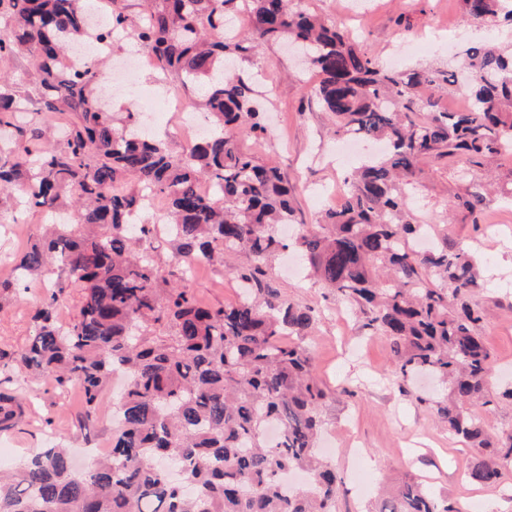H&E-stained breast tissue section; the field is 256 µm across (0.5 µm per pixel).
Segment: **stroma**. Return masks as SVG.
Returning <instances> with one entry per match:
<instances>
[{
	"mask_svg": "<svg viewBox=\"0 0 512 512\" xmlns=\"http://www.w3.org/2000/svg\"><path fill=\"white\" fill-rule=\"evenodd\" d=\"M352 33L380 66L419 64L444 67L474 43L512 47V30L497 24H473L463 16L461 0H297ZM238 71L258 78L260 99L270 116V135L255 140L248 126L236 131L242 148L260 160L277 164L284 177L298 187V219L313 224L330 204L325 196L340 183L350 163L339 151V136L329 113L307 96L315 81L312 72L278 43L242 53ZM159 71H135L114 80L103 101L114 118L141 97H161ZM425 176L412 204L415 215H427L440 233L468 247L476 255L483 289L480 299L489 317L482 329L492 353L491 387L512 382V198L495 199L489 223L496 234L474 230L462 211L446 213L454 196L466 194L487 176L512 177V157L503 156L490 170H475L472 180L459 181L456 168L445 161L424 162ZM48 216L18 211L0 218V277L7 259L26 238L39 235ZM294 259L284 254L268 269L285 300L319 311V321L307 337L316 374L327 392L320 414L321 444H334L332 458L344 481L337 512H371L379 494L413 474L462 512H512V468L502 483L485 489L466 480L473 449L458 442L427 401L433 383L425 378L398 382L390 361L388 340L363 329L345 298L330 294L306 276L294 277L286 267ZM190 288L213 305L237 299V282L224 266L198 270ZM39 281L27 298L0 299V349L17 352L29 342L32 308L47 289ZM9 388L24 399L27 413L19 430L0 434V461L15 465L49 439L72 448L79 465L89 463V449L108 446L112 436V408L119 393L106 388L104 411L90 431L75 421L72 394L55 389L26 368L9 374Z\"/></svg>",
	"mask_w": 512,
	"mask_h": 512,
	"instance_id": "stroma-1",
	"label": "stroma"
}]
</instances>
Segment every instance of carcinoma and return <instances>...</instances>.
Segmentation results:
<instances>
[{
    "instance_id": "carcinoma-1",
    "label": "carcinoma",
    "mask_w": 512,
    "mask_h": 512,
    "mask_svg": "<svg viewBox=\"0 0 512 512\" xmlns=\"http://www.w3.org/2000/svg\"><path fill=\"white\" fill-rule=\"evenodd\" d=\"M142 2L133 19L127 0H112L110 28L92 32L85 0H0V61H34L42 116L24 120L22 101L0 82V208L76 209L73 223L48 225L0 278V297L20 299L30 280H53L27 347L0 351V374L23 366L79 390L83 430L97 422L111 377L126 378L108 453L86 468L57 445L25 457L0 472V512H336L342 480L317 448L327 392L303 343L317 313L282 299L265 270L289 248L276 226L296 223L294 191L234 136L244 122L255 137L268 134L253 83L226 71L227 56L246 51L224 34L225 16L241 6L252 42L288 40L302 50L318 76L309 93L335 118L336 135L387 144L345 175L341 207L299 231L294 245L309 275L390 341L398 379L429 374L448 385L433 404L479 454L468 476L498 485L512 465V428L491 439L469 406L512 401V387L488 389L477 261L445 235L428 251L412 249L430 225L412 217L411 202L424 160H448L465 181L470 167L512 155V53L473 45L453 69H385L351 32L291 0ZM462 2L471 22L512 26V0ZM120 35L197 90L214 125L208 138L175 154L159 137H130L134 113L115 123L95 94L99 73L60 65L68 44ZM461 79L467 110L450 112L441 98ZM204 183L221 198L207 196ZM143 197L165 204L180 286L138 249L152 234L150 224L137 236L129 224ZM491 203L476 187L448 207L465 209L478 229ZM241 253L250 262L233 268L243 287L236 302L204 304L185 284L196 261L227 266ZM74 289L79 310L62 326L57 310ZM23 415L20 398L0 389V433ZM379 512L458 510L409 477Z\"/></svg>"
}]
</instances>
